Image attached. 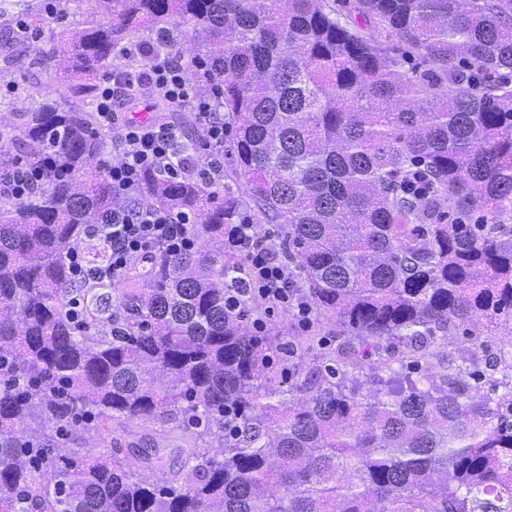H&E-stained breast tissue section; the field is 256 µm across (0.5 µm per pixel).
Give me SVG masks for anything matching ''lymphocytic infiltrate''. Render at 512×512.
<instances>
[{
  "mask_svg": "<svg viewBox=\"0 0 512 512\" xmlns=\"http://www.w3.org/2000/svg\"><path fill=\"white\" fill-rule=\"evenodd\" d=\"M116 53L123 63L98 84L94 107L97 128L117 133L106 174L118 204L100 223L90 227L91 234L106 243L109 262L96 270L85 262L81 247L70 249L64 260L76 284L119 279L139 257L194 250L196 240L189 229V218L140 204L146 175L160 180L190 177L217 191L224 188L228 126L218 116L223 100L221 88H213L206 96L198 95L186 77L189 61L171 51L165 34L139 44L120 45ZM136 98L160 101L174 109L193 103L200 132L198 150L181 151V133L169 122L142 124L127 119L126 106ZM46 176L43 160L19 161L0 172V189L7 198L24 201L42 187ZM227 243L243 256L248 273L244 288L237 291L241 301L258 300L273 307L293 304L299 315H307L306 303L297 299L295 272L277 255L268 235L258 234L253 225L242 223L230 231Z\"/></svg>",
  "mask_w": 512,
  "mask_h": 512,
  "instance_id": "lymphocytic-infiltrate-1",
  "label": "lymphocytic infiltrate"
}]
</instances>
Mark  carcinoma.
Segmentation results:
<instances>
[{
    "mask_svg": "<svg viewBox=\"0 0 512 512\" xmlns=\"http://www.w3.org/2000/svg\"><path fill=\"white\" fill-rule=\"evenodd\" d=\"M98 2L106 17L48 61L90 78L143 29L195 45L224 88L248 201L350 333L343 364L512 316V0H355L353 16L328 0ZM409 55L431 67L403 70ZM38 95L15 117L29 157L52 159L48 181L0 200V512H512V358L497 400L471 355L391 369L365 393L332 365L308 371L302 403L270 389L274 340L229 301L246 278L224 250L234 194L147 179L142 201L191 216L204 249L135 264L108 293L72 288L70 248L106 258L89 226L116 204L107 142L93 112ZM96 414L184 416L207 447L153 484L137 475L157 429L132 456L51 454L59 428Z\"/></svg>",
    "mask_w": 512,
    "mask_h": 512,
    "instance_id": "cac0c4a2",
    "label": "carcinoma"
}]
</instances>
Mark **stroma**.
<instances>
[{"label":"stroma","mask_w":512,"mask_h":512,"mask_svg":"<svg viewBox=\"0 0 512 512\" xmlns=\"http://www.w3.org/2000/svg\"><path fill=\"white\" fill-rule=\"evenodd\" d=\"M99 12L97 0H70L66 14L57 19L44 17L36 39H24L19 50L7 51L4 43L0 42V59L8 58V68L14 80L13 90H0V113H14L25 108L28 104L26 88L33 84L50 93L59 92L68 103L92 106V99L75 92L81 82L80 77L46 66L42 55L53 46L55 35L92 20ZM251 316L262 319L267 333L277 336L283 345L282 351L274 356L270 375L272 385L284 389L301 384L308 369L323 366L336 358L338 347L347 337L345 329L335 318L316 308L311 309L308 319L304 320L298 317L296 309L270 311L259 303ZM507 352H512V317L500 318L491 329L470 336L454 334L443 348L444 357L448 360L474 355L480 370L488 374L493 373L495 364ZM403 356L411 361L424 362L428 359V349L419 345L406 351L384 348L361 367L349 369L347 376L358 380L362 388H369L374 376H387L389 366L395 365ZM147 445L146 431L118 419L98 417L85 426L71 427L55 436L52 449L61 455L70 453L71 449L82 448L96 456H124L141 451Z\"/></svg>","instance_id":"35a3bbf8"}]
</instances>
